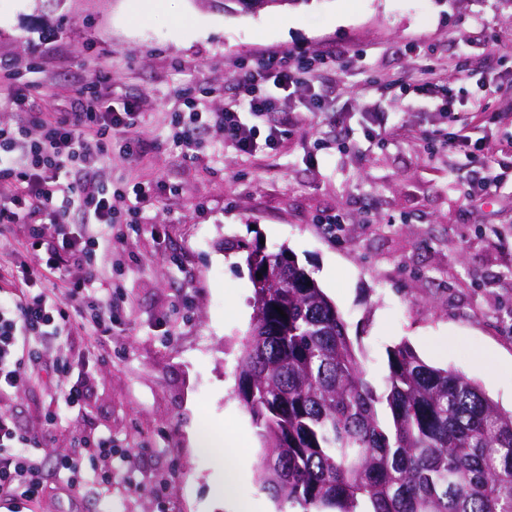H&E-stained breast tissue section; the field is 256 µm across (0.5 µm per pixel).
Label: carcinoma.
I'll return each instance as SVG.
<instances>
[{
	"label": "carcinoma",
	"mask_w": 512,
	"mask_h": 512,
	"mask_svg": "<svg viewBox=\"0 0 512 512\" xmlns=\"http://www.w3.org/2000/svg\"><path fill=\"white\" fill-rule=\"evenodd\" d=\"M299 2L246 0L241 11ZM245 261L254 315L237 395L260 429L259 478L278 504L300 512H512V411L405 342L387 349L378 386L336 306L288 249L256 247Z\"/></svg>",
	"instance_id": "obj_1"
}]
</instances>
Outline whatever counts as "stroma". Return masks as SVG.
<instances>
[{"instance_id": "1", "label": "stroma", "mask_w": 512, "mask_h": 512, "mask_svg": "<svg viewBox=\"0 0 512 512\" xmlns=\"http://www.w3.org/2000/svg\"><path fill=\"white\" fill-rule=\"evenodd\" d=\"M176 7L178 23L154 0H0V66L32 112L72 111L79 76L107 69L101 93L143 114L138 154L112 139V179L153 188L137 224L113 225L102 257L123 310L111 347L84 331L38 344L26 390L0 398V414L38 439L49 487L0 512H280L259 480L258 428L234 394L253 317L247 244L291 251L343 315L369 379L382 380L387 349L404 340L512 408V179L468 200L485 158L461 165L439 99L394 83L432 66L462 118L477 84L501 86L474 135L512 139V0H304L281 11L285 31L274 8ZM270 49L329 59L314 88L329 109L308 111L298 89L295 103L253 120L283 128L275 147L243 155L213 115L236 100L238 68ZM463 54L467 72L450 78ZM192 110L202 124L189 154L175 133ZM371 112L385 118L384 140L365 132ZM62 359L88 379L87 410L56 401ZM205 425L239 459L226 499L215 493L222 473L193 446ZM99 435L111 436V456L84 467L79 492L59 489L57 460Z\"/></svg>"}]
</instances>
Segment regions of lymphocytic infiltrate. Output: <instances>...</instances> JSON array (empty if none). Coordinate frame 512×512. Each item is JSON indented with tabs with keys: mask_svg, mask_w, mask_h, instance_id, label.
<instances>
[{
	"mask_svg": "<svg viewBox=\"0 0 512 512\" xmlns=\"http://www.w3.org/2000/svg\"><path fill=\"white\" fill-rule=\"evenodd\" d=\"M315 77V66L294 50L241 69L234 77L239 97L219 115L225 145L246 154L261 141L273 146L278 128L259 137L242 112L260 117L277 111L299 87L313 85ZM107 78L100 70L86 80L74 111L43 123L39 139L28 138L25 121L0 123V230L44 211L53 217L52 233L38 232L31 242L32 259L17 251L0 255V275H7L12 285L9 303L0 304V393L22 392L26 349L34 341L63 335L70 317L90 316L88 329L98 339L111 337L120 319L111 290L91 289L101 274L97 252L102 244L91 227L115 224L116 201L146 198L149 188L141 182L113 186L104 172L105 137L128 135L129 152H137L140 140L132 132L143 121L132 107L116 108L99 92ZM68 166L76 167L77 175L70 183H60L55 174ZM73 263L82 267L83 276L70 291L75 307L69 311L43 289L32 287L31 267L39 265L46 274L60 277ZM31 447V438L0 415V491L18 502L37 500L46 489Z\"/></svg>",
	"mask_w": 512,
	"mask_h": 512,
	"instance_id": "1",
	"label": "lymphocytic infiltrate"
}]
</instances>
